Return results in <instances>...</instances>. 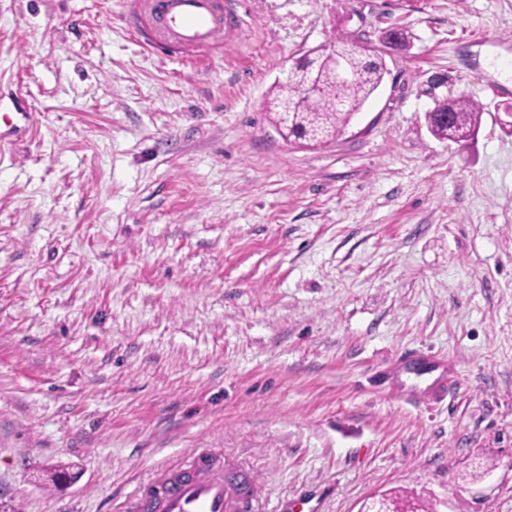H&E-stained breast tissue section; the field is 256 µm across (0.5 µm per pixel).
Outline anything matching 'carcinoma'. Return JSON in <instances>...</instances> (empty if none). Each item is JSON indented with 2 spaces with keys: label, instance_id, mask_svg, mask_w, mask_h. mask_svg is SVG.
<instances>
[{
  "label": "carcinoma",
  "instance_id": "carcinoma-1",
  "mask_svg": "<svg viewBox=\"0 0 512 512\" xmlns=\"http://www.w3.org/2000/svg\"><path fill=\"white\" fill-rule=\"evenodd\" d=\"M355 75L339 81L331 63L323 60L314 73H299L287 82L272 85L267 110L274 113V122L288 133V141L306 146H326L345 132L353 116L376 91L384 76L383 60L377 56L354 58ZM316 80L322 91L318 110L310 111L300 103L302 84ZM483 107L475 100L461 95L439 102L427 113L430 131L439 140L466 143L477 136ZM385 512H432L425 502L398 490L383 494Z\"/></svg>",
  "mask_w": 512,
  "mask_h": 512
}]
</instances>
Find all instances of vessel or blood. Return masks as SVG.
Wrapping results in <instances>:
<instances>
[{
	"label": "vessel or blood",
	"instance_id": "obj_1",
	"mask_svg": "<svg viewBox=\"0 0 512 512\" xmlns=\"http://www.w3.org/2000/svg\"><path fill=\"white\" fill-rule=\"evenodd\" d=\"M132 27L148 52L185 55L224 34V0H129ZM251 474L222 455L197 450L184 468L161 473L134 502L136 512H256Z\"/></svg>",
	"mask_w": 512,
	"mask_h": 512
}]
</instances>
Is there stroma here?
<instances>
[{"label": "stroma", "instance_id": "obj_1", "mask_svg": "<svg viewBox=\"0 0 512 512\" xmlns=\"http://www.w3.org/2000/svg\"><path fill=\"white\" fill-rule=\"evenodd\" d=\"M196 63L143 50L126 0H0V512H130L213 448L258 512H512V0H242ZM384 81L324 148L264 107L346 33ZM467 95V145L426 114ZM435 352L437 378L405 353ZM74 482L53 487L46 470ZM382 508L385 512H432L425 502L412 496L401 493L400 490H394L382 494Z\"/></svg>", "mask_w": 512, "mask_h": 512}]
</instances>
